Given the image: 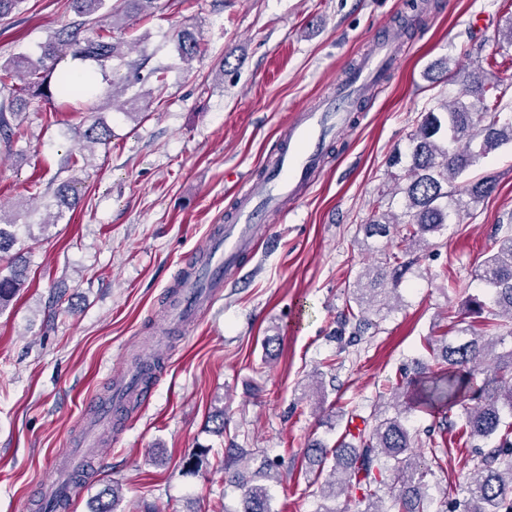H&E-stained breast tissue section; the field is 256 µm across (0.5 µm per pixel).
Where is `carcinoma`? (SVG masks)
Segmentation results:
<instances>
[{"instance_id": "1", "label": "carcinoma", "mask_w": 512, "mask_h": 512, "mask_svg": "<svg viewBox=\"0 0 512 512\" xmlns=\"http://www.w3.org/2000/svg\"><path fill=\"white\" fill-rule=\"evenodd\" d=\"M78 15L102 32L82 40L61 33L41 48L38 59L19 54L0 64V139L10 142L24 136L15 105L23 96L51 100L69 96L66 75H55L59 62L67 57L91 61L100 67L122 56L120 44L112 41L117 25L115 14L107 9V0H72ZM176 50L180 59L190 63L202 54L193 34L183 30ZM507 88L489 83L482 70L469 75L462 88L446 101L431 108L410 138L409 162L403 188L405 206L400 216L374 211L363 225L365 236L398 238L413 244L426 241L428 234H442L461 222L470 206L494 189L493 180L483 178L464 182L461 189L448 190V180L461 176L491 151L512 143V117L502 115ZM98 96L81 107L90 114V123L82 133L85 147L107 143L112 129L99 117L103 106ZM17 221L0 214V254L8 253L16 242ZM407 253H391L382 264L366 267L353 289L358 310L347 306L342 326L352 325L347 343L361 340L373 326L365 317L377 294H397L413 261ZM26 270L16 266L0 274V309L12 302L23 288ZM488 300L467 297L465 314L473 317L451 321V336L428 343L433 360L442 366L434 372L403 371L391 387L394 415L377 406L368 417L347 413L349 440L334 448L311 445L309 463L317 467L315 479L323 473L328 460L329 479L319 486L318 497L334 500L350 491L359 493L357 512H429L431 500L426 494L429 477L444 471L451 448H440L434 431L412 432L405 414L423 406L442 415L449 426L462 420L461 429L477 455L462 459V468L473 475L443 496L436 512H512V226L506 229L496 250L485 258L479 274ZM483 326V332L475 325ZM494 367L482 384L473 371L486 360ZM361 420L362 426L355 425ZM241 451L230 455L225 466L226 481L241 491L234 512H272L269 482L277 475L278 464L267 460L250 477L236 466L245 459Z\"/></svg>"}]
</instances>
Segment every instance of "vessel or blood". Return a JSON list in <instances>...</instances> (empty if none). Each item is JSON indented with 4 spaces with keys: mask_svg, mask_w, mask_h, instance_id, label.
<instances>
[{
    "mask_svg": "<svg viewBox=\"0 0 512 512\" xmlns=\"http://www.w3.org/2000/svg\"><path fill=\"white\" fill-rule=\"evenodd\" d=\"M398 43L394 37L378 41L336 87V101L308 112L297 113L282 139V146L263 178L249 180L240 193L232 224L207 243L208 261L188 266L183 285L166 320L169 326L183 328L191 324L198 310L210 304L224 286L226 271L236 269L241 257L250 251L262 234L263 216L285 210L297 201L302 187L322 161V143L327 136L349 128L351 114L347 105L353 99L371 94L382 75L397 60ZM153 364L136 366L116 383L124 395L142 396Z\"/></svg>",
    "mask_w": 512,
    "mask_h": 512,
    "instance_id": "obj_1",
    "label": "vessel or blood"
}]
</instances>
